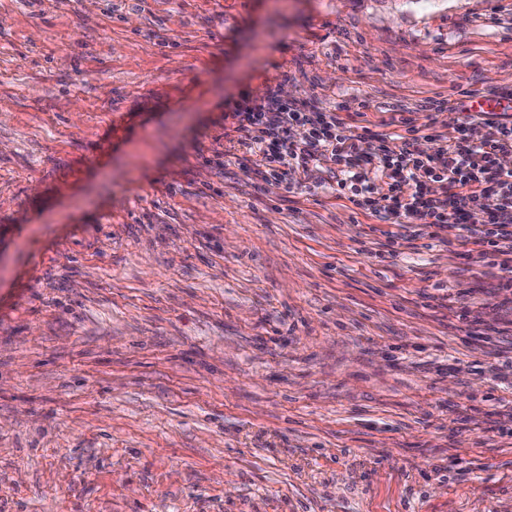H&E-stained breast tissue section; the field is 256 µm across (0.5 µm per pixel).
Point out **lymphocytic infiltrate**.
I'll return each instance as SVG.
<instances>
[{
	"mask_svg": "<svg viewBox=\"0 0 512 512\" xmlns=\"http://www.w3.org/2000/svg\"><path fill=\"white\" fill-rule=\"evenodd\" d=\"M401 131L379 134L374 151H364L362 134L336 112L306 101L283 100L267 89L259 101L236 108L232 117L243 153L254 156L262 177L285 181L298 168L324 160L336 163L340 190L357 208L393 224L428 228L467 229L481 246L494 253H512V170L500 157L512 154V114L488 113L484 133L471 139L468 123L452 135L438 134L433 153L415 146V127L406 107L395 104ZM308 127L303 140L291 134L294 126ZM384 177L388 189L380 193L373 178ZM441 191H434V184Z\"/></svg>",
	"mask_w": 512,
	"mask_h": 512,
	"instance_id": "obj_1",
	"label": "lymphocytic infiltrate"
}]
</instances>
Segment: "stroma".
<instances>
[{"label":"stroma","mask_w":512,"mask_h":512,"mask_svg":"<svg viewBox=\"0 0 512 512\" xmlns=\"http://www.w3.org/2000/svg\"><path fill=\"white\" fill-rule=\"evenodd\" d=\"M0 0V512H512V288L326 167L267 87L417 148L512 89V0Z\"/></svg>","instance_id":"1"}]
</instances>
